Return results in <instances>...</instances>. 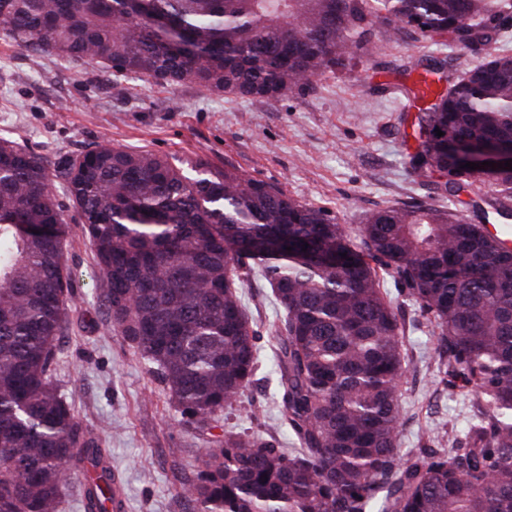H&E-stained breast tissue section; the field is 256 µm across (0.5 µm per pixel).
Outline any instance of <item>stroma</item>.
Segmentation results:
<instances>
[{"mask_svg":"<svg viewBox=\"0 0 512 512\" xmlns=\"http://www.w3.org/2000/svg\"><path fill=\"white\" fill-rule=\"evenodd\" d=\"M383 72L337 71L304 94L276 102L244 101L193 84L158 86L127 80L116 90L83 65H57L0 37V137L27 145L48 167L85 146L107 141L142 148L212 169L234 168L281 185L295 198L326 208L341 223L360 224L389 206L443 200L414 182L396 133L405 100L375 92L393 81L389 68L431 54L462 70L472 56L417 34L377 37ZM65 257L72 286L69 323L57 343L55 378L84 425L108 449L124 493L123 512H188L174 473L195 477L197 461L225 431L282 436L272 373L277 306L259 279L242 289L261 351L256 382L232 409L205 427L185 426L169 396L136 350L113 330L103 303L105 282L73 208H65ZM414 364L402 378L405 407L400 443L418 447L423 432L444 437L465 423L459 397L434 380L425 364L435 338L427 327L408 331Z\"/></svg>","mask_w":512,"mask_h":512,"instance_id":"35a3bbf8","label":"stroma"}]
</instances>
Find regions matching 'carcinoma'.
Masks as SVG:
<instances>
[{
  "mask_svg": "<svg viewBox=\"0 0 512 512\" xmlns=\"http://www.w3.org/2000/svg\"><path fill=\"white\" fill-rule=\"evenodd\" d=\"M0 31L33 56L81 63L119 87L135 77L277 101L407 32L476 59L430 56L418 83L414 202L354 228L282 187L147 150L97 144L57 165L106 282L113 330L181 419L206 426L258 370L240 288L258 274L273 323L278 411L290 443L233 430L182 484L191 512H512V248L483 231L512 220V170L460 167L453 141L512 145V0H0ZM444 135L439 136L435 129ZM477 198L462 199L475 183ZM63 204L46 161L0 138V512H61L75 471L84 512H111L106 449L54 378L72 301ZM407 290L436 338L434 373L468 399L465 429L405 455L407 323L380 288Z\"/></svg>",
  "mask_w": 512,
  "mask_h": 512,
  "instance_id": "1",
  "label": "carcinoma"
}]
</instances>
